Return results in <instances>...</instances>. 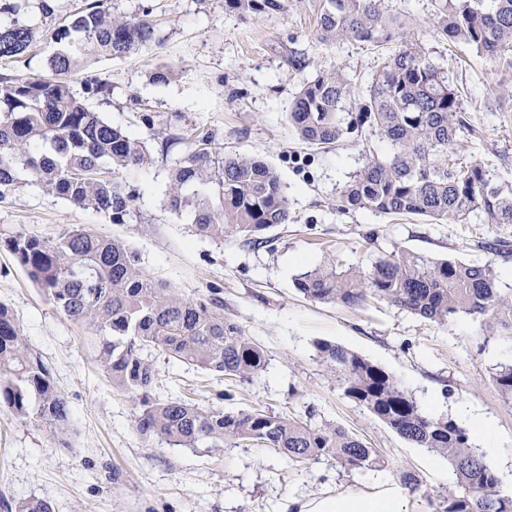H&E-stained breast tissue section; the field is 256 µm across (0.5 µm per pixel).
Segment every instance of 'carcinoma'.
I'll return each instance as SVG.
<instances>
[{
	"label": "carcinoma",
	"instance_id": "obj_1",
	"mask_svg": "<svg viewBox=\"0 0 512 512\" xmlns=\"http://www.w3.org/2000/svg\"><path fill=\"white\" fill-rule=\"evenodd\" d=\"M432 28L445 39L468 45L512 82V0H435ZM28 0H0V59H18L34 42L35 27L18 15ZM106 0L86 7L50 32L52 76L0 75V201L9 198L20 175L43 192L78 209L105 213L114 224L133 214L135 192L112 173L140 167L146 147L133 133L89 110L70 84L80 62L99 56L124 57L156 42L147 15L115 16ZM288 0H224L240 16L278 13ZM400 37L374 70L366 94L341 69L323 71L294 97L289 120L298 137L330 148L364 129L386 144L373 150L340 190L341 209L422 217L435 224H512V179L497 176L482 161L448 167V148L475 134L464 116L463 97L448 70L431 58L415 31L403 29L381 0H319L318 39L358 41L376 47ZM112 84L95 78L85 92L99 98ZM165 207L190 217L200 235L235 236L246 246L268 243L266 233L290 219L279 176L254 157L219 156L212 137L190 142L172 169ZM217 184L218 205L185 193L188 187ZM32 281L70 320L99 336V361L114 385L140 399L137 428L171 445L222 448L249 440L274 448L293 465L329 457L347 470L383 468L377 448L331 423L315 425L261 410L202 409L180 399L153 400L155 378L145 353L159 351L217 376L251 381L267 369L264 350L224 317L220 289L186 296L146 272L125 242L72 228L52 240L22 231L4 238ZM295 287L320 303L359 306L385 302L433 322L458 315L482 320L485 331L512 337V292L498 285L491 262L434 259L408 250L377 258L369 267L314 268L298 275ZM344 395L367 409L400 437L448 460L455 485L430 502L433 512H512V497L498 493L495 472L470 431L447 416H432L382 367L327 342L317 343ZM501 396L512 401V364L494 374ZM64 434L67 400L41 357L29 346L9 308L0 303V408ZM6 512H54L42 499L11 504Z\"/></svg>",
	"mask_w": 512,
	"mask_h": 512
}]
</instances>
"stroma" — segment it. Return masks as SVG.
Wrapping results in <instances>:
<instances>
[{
	"instance_id": "obj_1",
	"label": "stroma",
	"mask_w": 512,
	"mask_h": 512,
	"mask_svg": "<svg viewBox=\"0 0 512 512\" xmlns=\"http://www.w3.org/2000/svg\"><path fill=\"white\" fill-rule=\"evenodd\" d=\"M316 0H288L285 11L241 17L224 0H112L115 14L150 12L157 43L130 56H101L70 75L92 111L133 132L147 149L139 168L116 172L137 194L136 220L112 223L107 214L78 210L24 184L0 203V233L22 230L53 239L84 225L125 241L146 271L187 295L220 287L224 314L266 352L268 365L251 381L205 374L152 354L158 399H192L207 406L230 393L228 409H259L294 418L311 416L358 435L389 461L382 471H346L333 459L289 464L278 451L247 441L219 449L182 448L140 434L134 398L101 366L96 337L48 301L16 257L0 246V303L11 310L30 346L51 370L70 407L66 434L19 419L0 408V496L40 497L55 512H279L282 501L313 491L363 490L377 477L399 483L413 469L423 482L407 494V512H432L427 496L454 485L446 459L401 438L364 407L346 398L321 363L316 345L351 350L393 375L427 413L461 419L475 409L492 425L490 465L501 495L512 496V402L493 376L512 362V339L486 333L479 318L462 315L439 324L383 302L350 308L311 301L296 275L323 265H369L394 248L433 258L493 262L503 290L512 289V224H428L367 211H342L339 190L361 165L360 149L324 150L300 141L288 112L303 83L319 71L344 68L365 77L378 63L375 47L356 41L326 44L317 34ZM39 0L25 15L36 39L19 60H0V74L49 76L48 28L79 11L84 0H54L45 17ZM424 34L433 54L459 63L463 106L479 135L448 152L455 163L478 159L512 169V94L475 50L442 39L430 27L432 0H383ZM305 55L293 67L291 53ZM171 78L153 82L156 69ZM106 78L109 99L85 94L86 81ZM154 117L143 125L141 113ZM209 133L224 154L258 157L279 175L292 219L270 230L267 247L251 250L235 237L197 234L186 217L165 208L170 173L188 138Z\"/></svg>"
}]
</instances>
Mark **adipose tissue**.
I'll list each match as a JSON object with an SVG mask.
<instances>
[{
	"label": "adipose tissue",
	"instance_id": "adipose-tissue-1",
	"mask_svg": "<svg viewBox=\"0 0 512 512\" xmlns=\"http://www.w3.org/2000/svg\"><path fill=\"white\" fill-rule=\"evenodd\" d=\"M404 499L398 486L378 479L365 490L346 489L286 498L280 512H404Z\"/></svg>",
	"mask_w": 512,
	"mask_h": 512
}]
</instances>
